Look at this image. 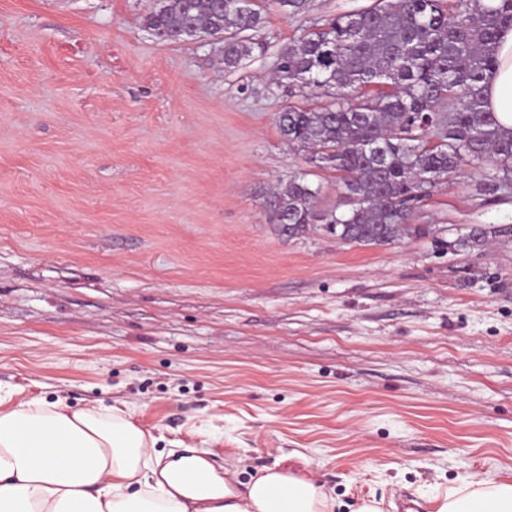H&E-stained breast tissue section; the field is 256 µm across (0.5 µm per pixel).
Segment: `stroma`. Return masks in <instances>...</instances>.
<instances>
[{
	"label": "stroma",
	"instance_id": "35a3bbf8",
	"mask_svg": "<svg viewBox=\"0 0 512 512\" xmlns=\"http://www.w3.org/2000/svg\"><path fill=\"white\" fill-rule=\"evenodd\" d=\"M373 0H265L225 71L141 20L156 0H0V392L130 415L245 483L282 464L356 512L512 480V191L462 166L426 235H282L267 198L336 174L276 124L314 107L270 77L312 22ZM497 243L453 246L468 228Z\"/></svg>",
	"mask_w": 512,
	"mask_h": 512
}]
</instances>
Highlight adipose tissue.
Returning <instances> with one entry per match:
<instances>
[{
    "label": "adipose tissue",
    "instance_id": "adipose-tissue-1",
    "mask_svg": "<svg viewBox=\"0 0 512 512\" xmlns=\"http://www.w3.org/2000/svg\"><path fill=\"white\" fill-rule=\"evenodd\" d=\"M485 74L487 106L512 128V28ZM133 420L0 396V512H333L310 478L274 466L244 487L207 450L155 451ZM435 512H512V482L464 479Z\"/></svg>",
    "mask_w": 512,
    "mask_h": 512
}]
</instances>
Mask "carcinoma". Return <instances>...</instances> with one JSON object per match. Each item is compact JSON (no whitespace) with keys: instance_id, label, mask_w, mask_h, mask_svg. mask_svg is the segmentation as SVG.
<instances>
[{"instance_id":"carcinoma-1","label":"carcinoma","mask_w":512,"mask_h":512,"mask_svg":"<svg viewBox=\"0 0 512 512\" xmlns=\"http://www.w3.org/2000/svg\"><path fill=\"white\" fill-rule=\"evenodd\" d=\"M273 3L292 17L308 8V0ZM260 23L254 0H158L143 18L146 31H163L172 41L195 32L223 37L226 71L252 54L244 32ZM505 27H512V0H374L313 24L285 45L278 78L330 101L288 106L277 126L315 167L336 172L344 207L318 212L319 189L304 175L290 179L267 199L291 224L290 237L339 224L349 244L392 245L428 233L411 223L414 203L462 166L487 167L493 180L511 182L512 129L486 109L481 86ZM432 112L448 113V128L431 147L420 118ZM493 237V227L481 226L456 246L479 250Z\"/></svg>"}]
</instances>
